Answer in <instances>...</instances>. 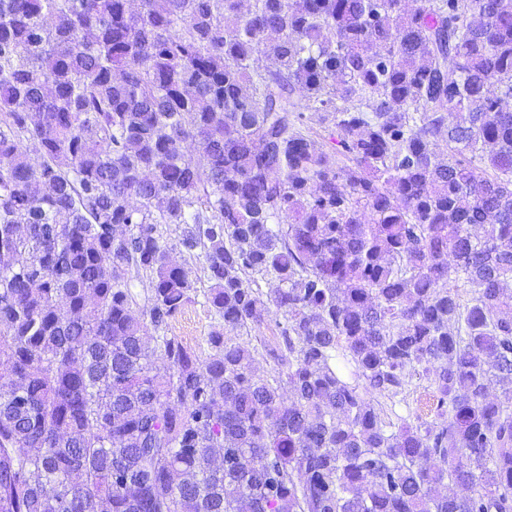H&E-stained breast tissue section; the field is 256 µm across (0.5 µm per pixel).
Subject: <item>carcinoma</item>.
Wrapping results in <instances>:
<instances>
[{
    "label": "carcinoma",
    "mask_w": 512,
    "mask_h": 512,
    "mask_svg": "<svg viewBox=\"0 0 512 512\" xmlns=\"http://www.w3.org/2000/svg\"><path fill=\"white\" fill-rule=\"evenodd\" d=\"M242 2L0 0V512H512V0ZM196 286L198 292L195 299L186 304L170 322L169 329L205 357L209 350L207 339L214 323L211 308L204 297L210 283L202 280ZM267 309L262 311L261 321L257 327L251 331L252 344L261 348V344H274L280 336V328L277 323H284V320L276 308L267 305ZM432 387L426 375H416L410 379L405 391L395 399L379 397L384 410L395 421V415L408 419L410 422H431L436 418V409L432 400Z\"/></svg>",
    "instance_id": "1"
}]
</instances>
